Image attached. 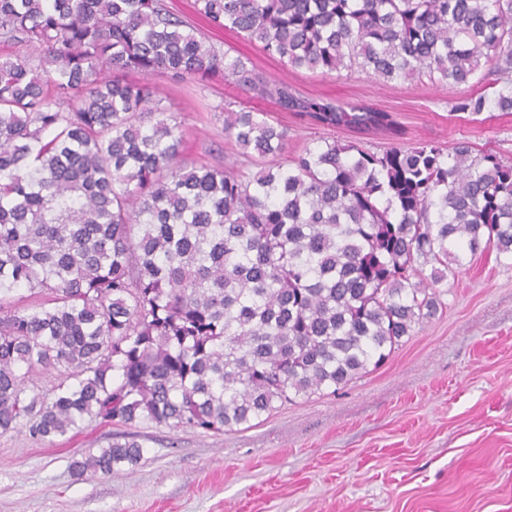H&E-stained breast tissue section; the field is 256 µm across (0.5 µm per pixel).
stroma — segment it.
I'll list each match as a JSON object with an SVG mask.
<instances>
[{
  "label": "stroma",
  "mask_w": 512,
  "mask_h": 512,
  "mask_svg": "<svg viewBox=\"0 0 512 512\" xmlns=\"http://www.w3.org/2000/svg\"><path fill=\"white\" fill-rule=\"evenodd\" d=\"M206 37L302 94L389 112L399 139L328 130L289 114L288 149L322 139L380 152L466 142L512 161V112L472 117L457 99L489 95L494 76L454 85L428 78L378 84L361 71L291 70L258 44L199 22ZM184 131L185 158L248 162L224 135V102L272 110L232 82L149 80ZM441 305L389 361L333 394H315L253 426L201 433L138 425L144 457L111 477L76 479L72 462L123 434L93 422L37 441L0 435V512H512V266L492 251L432 286Z\"/></svg>",
  "instance_id": "1"
}]
</instances>
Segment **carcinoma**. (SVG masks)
Instances as JSON below:
<instances>
[{"label": "carcinoma", "instance_id": "carcinoma-1", "mask_svg": "<svg viewBox=\"0 0 512 512\" xmlns=\"http://www.w3.org/2000/svg\"><path fill=\"white\" fill-rule=\"evenodd\" d=\"M291 69L466 85L452 109L512 112V0H194ZM0 433L100 420L222 432L378 368L439 306L425 280L512 261V162L466 144L381 153L224 105L250 171L189 163L147 83L222 76L327 129L400 135L387 112L308 98L221 51L165 0H0ZM431 266L424 276L425 266ZM25 289L45 300L19 307ZM55 371L48 393L30 376ZM144 456L111 441L73 464Z\"/></svg>", "mask_w": 512, "mask_h": 512}]
</instances>
